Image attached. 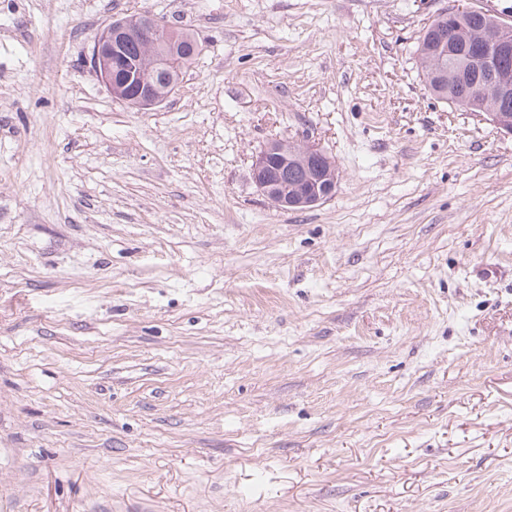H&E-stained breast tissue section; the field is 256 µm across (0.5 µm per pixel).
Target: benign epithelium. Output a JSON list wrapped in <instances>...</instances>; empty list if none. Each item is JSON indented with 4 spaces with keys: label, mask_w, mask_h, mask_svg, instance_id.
Here are the masks:
<instances>
[{
    "label": "benign epithelium",
    "mask_w": 512,
    "mask_h": 512,
    "mask_svg": "<svg viewBox=\"0 0 512 512\" xmlns=\"http://www.w3.org/2000/svg\"><path fill=\"white\" fill-rule=\"evenodd\" d=\"M478 14L481 23L467 36H450L430 43V51L444 60L456 57L453 77L456 85L468 91V97L480 103L473 113L512 135V68L505 60L512 56V40L504 32L512 24L473 6H457L441 15L445 20ZM148 37L144 59H132L124 46L141 36ZM179 46L177 33L161 17L143 12L127 21L111 22L94 41L87 63L110 94L139 108L160 105L152 76L171 66ZM449 75L438 72L439 80ZM301 166L304 177L288 181V165ZM252 179L258 191L283 211L316 207L334 196L338 176L335 162L314 144L297 145L272 141L256 155Z\"/></svg>",
    "instance_id": "obj_1"
}]
</instances>
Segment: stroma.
<instances>
[{
  "label": "stroma",
  "instance_id": "obj_1",
  "mask_svg": "<svg viewBox=\"0 0 512 512\" xmlns=\"http://www.w3.org/2000/svg\"><path fill=\"white\" fill-rule=\"evenodd\" d=\"M453 0H0V512H512V135L430 95ZM203 50L149 110L84 58ZM274 140L335 162L282 211ZM162 18L146 11L127 21L109 23L101 30L87 56L88 65L110 94L139 109L160 105L161 98L155 92L152 76L167 70L177 56V33ZM142 35L148 37L144 59L130 58L142 53L138 43L126 47L128 57L124 46ZM195 45L198 50L185 54L175 71L156 75V87L164 100L175 93L192 60L201 53L199 42ZM121 69L124 70L117 77L115 72ZM291 163L301 167L288 166ZM302 170L301 180L288 182L302 177ZM252 179L258 191L283 211L326 202L336 193L338 182L335 162L318 146L281 141H272L259 151L252 164Z\"/></svg>",
  "mask_w": 512,
  "mask_h": 512
}]
</instances>
